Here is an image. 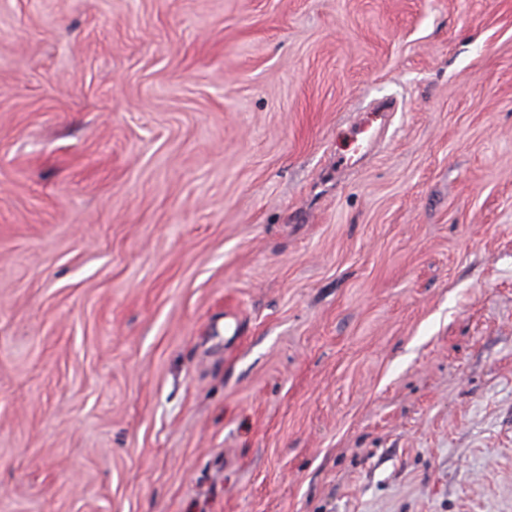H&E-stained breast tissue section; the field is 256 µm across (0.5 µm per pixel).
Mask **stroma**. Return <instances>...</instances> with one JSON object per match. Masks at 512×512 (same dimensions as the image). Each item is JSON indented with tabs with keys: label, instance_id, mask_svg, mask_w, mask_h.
<instances>
[{
	"label": "stroma",
	"instance_id": "obj_1",
	"mask_svg": "<svg viewBox=\"0 0 512 512\" xmlns=\"http://www.w3.org/2000/svg\"><path fill=\"white\" fill-rule=\"evenodd\" d=\"M0 512H512V0H0Z\"/></svg>",
	"mask_w": 512,
	"mask_h": 512
}]
</instances>
